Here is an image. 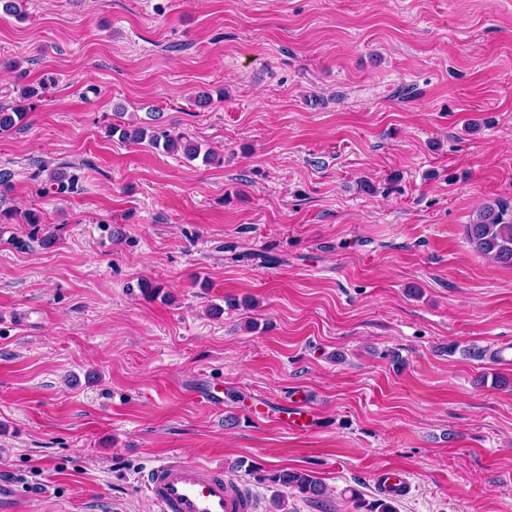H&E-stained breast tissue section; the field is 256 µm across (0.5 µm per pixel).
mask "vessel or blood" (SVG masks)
<instances>
[{"instance_id": "1", "label": "vessel or blood", "mask_w": 512, "mask_h": 512, "mask_svg": "<svg viewBox=\"0 0 512 512\" xmlns=\"http://www.w3.org/2000/svg\"><path fill=\"white\" fill-rule=\"evenodd\" d=\"M317 420L309 401H302L283 426L306 430ZM144 486L159 512H255L253 495L244 492L223 468L181 459L159 460L148 470Z\"/></svg>"}]
</instances>
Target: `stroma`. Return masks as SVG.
Returning a JSON list of instances; mask_svg holds the SVG:
<instances>
[{"mask_svg": "<svg viewBox=\"0 0 512 512\" xmlns=\"http://www.w3.org/2000/svg\"><path fill=\"white\" fill-rule=\"evenodd\" d=\"M22 10L0 105L56 79L0 134V479L26 512H158L166 456L260 512L280 488L250 465L326 486L288 512H353L385 467L398 512H512V268L464 236L512 205V0ZM153 112L216 162L121 137ZM215 384L220 406L193 398ZM302 390L319 427L276 426Z\"/></svg>", "mask_w": 512, "mask_h": 512, "instance_id": "1", "label": "stroma"}]
</instances>
